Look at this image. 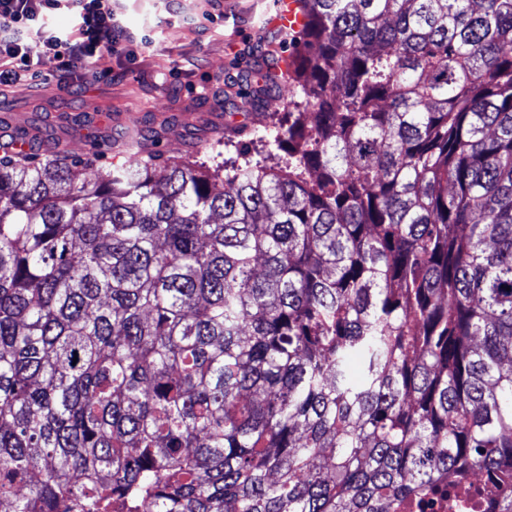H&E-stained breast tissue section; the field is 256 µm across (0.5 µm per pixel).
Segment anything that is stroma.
I'll use <instances>...</instances> for the list:
<instances>
[{
	"label": "stroma",
	"mask_w": 512,
	"mask_h": 512,
	"mask_svg": "<svg viewBox=\"0 0 512 512\" xmlns=\"http://www.w3.org/2000/svg\"><path fill=\"white\" fill-rule=\"evenodd\" d=\"M275 2L114 0L126 35L150 44L132 61L102 47L77 64L66 89L50 79L0 90V128L115 164L139 136L165 159L193 156L213 167L246 144L266 161L276 148L257 136L271 119L243 103L262 86L266 62L295 42L271 28Z\"/></svg>",
	"instance_id": "1"
}]
</instances>
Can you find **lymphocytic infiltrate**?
Segmentation results:
<instances>
[{
    "label": "lymphocytic infiltrate",
    "mask_w": 512,
    "mask_h": 512,
    "mask_svg": "<svg viewBox=\"0 0 512 512\" xmlns=\"http://www.w3.org/2000/svg\"><path fill=\"white\" fill-rule=\"evenodd\" d=\"M62 10L75 14L73 30L50 28ZM120 29L112 0H0V86L37 78L46 65L66 82L76 63L94 58L106 43L116 55L133 59Z\"/></svg>",
    "instance_id": "obj_1"
}]
</instances>
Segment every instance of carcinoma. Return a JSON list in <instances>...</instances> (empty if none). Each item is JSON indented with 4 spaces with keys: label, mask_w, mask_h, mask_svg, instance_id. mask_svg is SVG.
I'll return each instance as SVG.
<instances>
[{
    "label": "carcinoma",
    "mask_w": 512,
    "mask_h": 512,
    "mask_svg": "<svg viewBox=\"0 0 512 512\" xmlns=\"http://www.w3.org/2000/svg\"><path fill=\"white\" fill-rule=\"evenodd\" d=\"M300 2L280 163L0 144V512H396L512 470V0Z\"/></svg>",
    "instance_id": "1"
}]
</instances>
